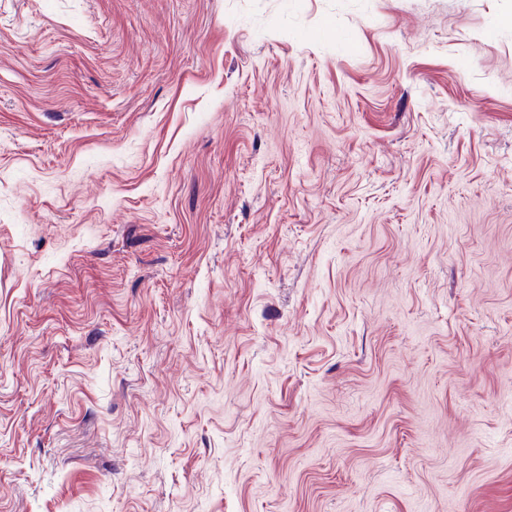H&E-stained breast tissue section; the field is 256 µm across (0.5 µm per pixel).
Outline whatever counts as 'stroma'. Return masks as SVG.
<instances>
[{"label":"stroma","mask_w":512,"mask_h":512,"mask_svg":"<svg viewBox=\"0 0 512 512\" xmlns=\"http://www.w3.org/2000/svg\"><path fill=\"white\" fill-rule=\"evenodd\" d=\"M0 512H512V0H0Z\"/></svg>","instance_id":"obj_1"}]
</instances>
